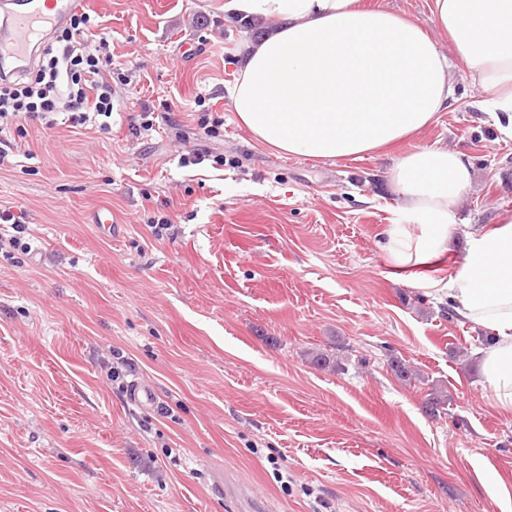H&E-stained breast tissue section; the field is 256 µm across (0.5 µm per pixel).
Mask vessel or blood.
Here are the masks:
<instances>
[{
    "label": "vessel or blood",
    "mask_w": 512,
    "mask_h": 512,
    "mask_svg": "<svg viewBox=\"0 0 512 512\" xmlns=\"http://www.w3.org/2000/svg\"><path fill=\"white\" fill-rule=\"evenodd\" d=\"M87 0H0V78L23 76L48 31L65 25Z\"/></svg>",
    "instance_id": "obj_1"
}]
</instances>
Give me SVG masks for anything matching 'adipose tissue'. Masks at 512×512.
Wrapping results in <instances>:
<instances>
[{
	"mask_svg": "<svg viewBox=\"0 0 512 512\" xmlns=\"http://www.w3.org/2000/svg\"><path fill=\"white\" fill-rule=\"evenodd\" d=\"M225 13L271 22L248 45L232 108L254 139L319 160L355 158L417 135L454 97L453 60L482 90L477 105L512 137V0H434L450 55L417 22L361 0H224ZM398 195L390 232L398 267L468 248L449 277L448 301L490 331L478 351L494 406L512 415V209L497 227L475 229L458 214L474 181L460 150L424 147L389 171Z\"/></svg>",
	"mask_w": 512,
	"mask_h": 512,
	"instance_id": "ef3b65f1",
	"label": "adipose tissue"
}]
</instances>
